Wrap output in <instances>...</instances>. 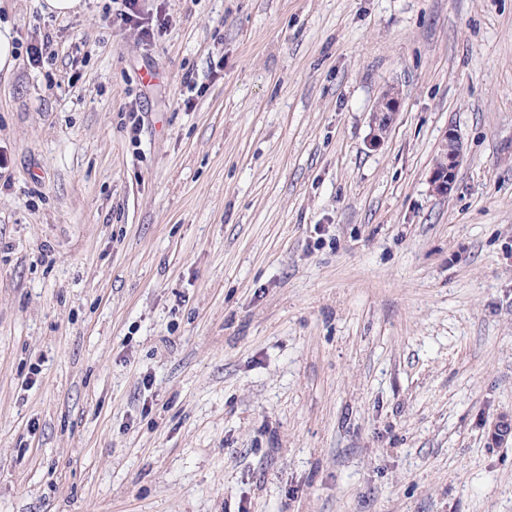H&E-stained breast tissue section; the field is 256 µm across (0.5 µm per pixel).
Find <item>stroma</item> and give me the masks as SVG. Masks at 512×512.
<instances>
[{
    "label": "stroma",
    "instance_id": "stroma-1",
    "mask_svg": "<svg viewBox=\"0 0 512 512\" xmlns=\"http://www.w3.org/2000/svg\"><path fill=\"white\" fill-rule=\"evenodd\" d=\"M42 5L0 0V512H512V0ZM139 1L121 0L120 8L116 9L115 13L105 16V19L115 27H136L145 41L154 40L156 35L161 34L166 27V15H162L159 11H156L155 14L145 15L140 8ZM399 95V90L391 87L385 91L376 103L371 116L372 134L369 141L370 146L375 147L383 142L393 116L397 111ZM463 157L461 137L454 128H448L442 135L440 151L434 159L428 178L433 192L442 196L448 195Z\"/></svg>",
    "mask_w": 512,
    "mask_h": 512
}]
</instances>
